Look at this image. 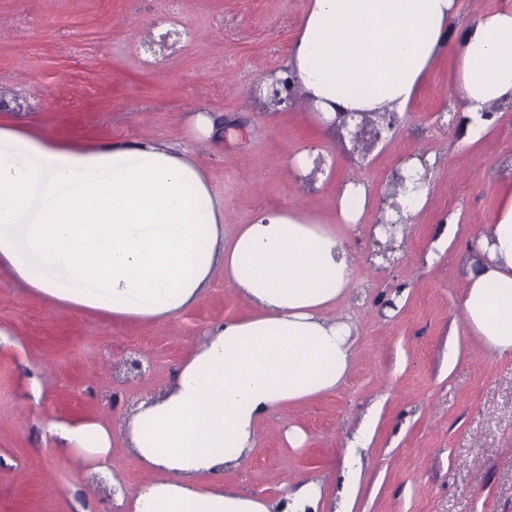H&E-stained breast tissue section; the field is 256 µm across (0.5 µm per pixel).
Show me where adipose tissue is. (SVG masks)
<instances>
[{"label":"adipose tissue","instance_id":"adipose-tissue-1","mask_svg":"<svg viewBox=\"0 0 512 512\" xmlns=\"http://www.w3.org/2000/svg\"><path fill=\"white\" fill-rule=\"evenodd\" d=\"M454 0H309L286 62L294 91L331 127L338 113L405 112L442 51L456 66L453 94L472 135L494 106L512 101V8L455 27ZM387 202L346 183L335 224L283 207L224 233V204L190 149L162 142L83 149L0 124V269L57 304L116 319L166 320L206 293L216 273L252 317L210 330L171 381L134 414L46 419L63 449L105 465L114 435L158 471L140 488L117 487L124 512H319L306 482L276 504L224 490L258 426L276 409L329 392L349 373L352 327L328 317L348 289V230L382 204L410 223L429 188L416 169ZM463 318L484 348L512 355V192L474 242Z\"/></svg>","mask_w":512,"mask_h":512}]
</instances>
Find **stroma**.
<instances>
[{"label": "stroma", "mask_w": 512, "mask_h": 512, "mask_svg": "<svg viewBox=\"0 0 512 512\" xmlns=\"http://www.w3.org/2000/svg\"><path fill=\"white\" fill-rule=\"evenodd\" d=\"M308 0H0V121L33 125L81 147L155 140L192 148L217 198L224 233L260 210L310 206L335 223L347 182L385 190L423 163L430 201L409 224L377 234L370 208L350 234L348 320L357 359L345 381L266 417L225 488L277 501L299 483L321 512H512V356L487 352L458 306L480 227L512 187V112L479 137L457 109L454 66L441 56L411 107L369 153L321 135L301 106L271 114L252 90L285 65ZM224 123L194 143L190 114ZM317 145L329 174L294 177L287 157ZM249 304L216 274L169 322L114 321L53 305L0 272V512H110L112 477L135 489L155 477L121 440L96 474L62 450L43 419L111 421L163 386L192 345ZM143 364L124 381L123 364ZM307 439L289 447L284 434Z\"/></svg>", "instance_id": "35a3bbf8"}]
</instances>
